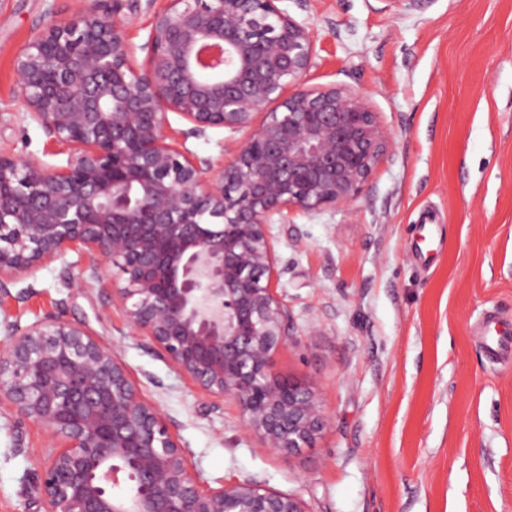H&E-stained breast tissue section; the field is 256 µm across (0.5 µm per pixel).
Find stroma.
<instances>
[{"label":"stroma","instance_id":"35a3bbf8","mask_svg":"<svg viewBox=\"0 0 512 512\" xmlns=\"http://www.w3.org/2000/svg\"><path fill=\"white\" fill-rule=\"evenodd\" d=\"M315 35L314 86L366 93L394 137L353 209L270 225L289 304L275 371L316 380L332 416L285 455L246 433L129 334L102 279L73 285L68 252L0 291V328L86 322L174 424L211 486L249 479L311 512H512V0H281ZM75 0H0V149L47 165L67 155L13 95L17 54ZM47 435L0 413V512H37Z\"/></svg>","mask_w":512,"mask_h":512}]
</instances>
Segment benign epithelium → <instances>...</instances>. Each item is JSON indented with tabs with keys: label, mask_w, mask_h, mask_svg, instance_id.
<instances>
[{
	"label": "benign epithelium",
	"mask_w": 512,
	"mask_h": 512,
	"mask_svg": "<svg viewBox=\"0 0 512 512\" xmlns=\"http://www.w3.org/2000/svg\"><path fill=\"white\" fill-rule=\"evenodd\" d=\"M143 1L139 64L128 28ZM153 2L84 0L17 55L15 98L68 158L49 168L0 151V289L69 250L91 279L121 261L112 303L131 335L213 406L236 399L263 447L292 454L331 416L318 384L274 370L290 308L268 226L352 208L392 133L367 95L307 85L315 37L281 0ZM171 113L191 127L175 134ZM211 128L248 136L217 163L177 139ZM2 408L51 440L38 512H310L251 480L202 481L160 404L84 322L7 325Z\"/></svg>",
	"instance_id": "obj_1"
}]
</instances>
